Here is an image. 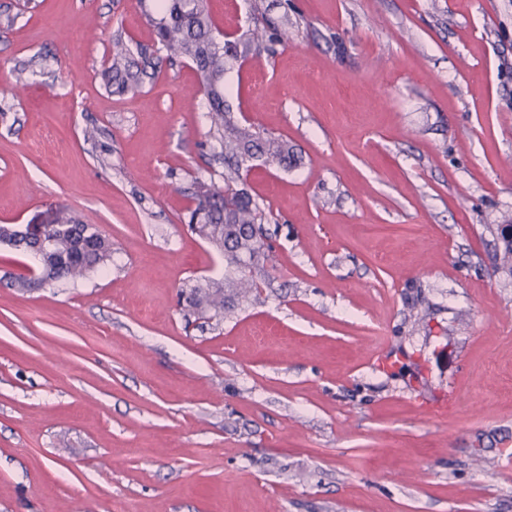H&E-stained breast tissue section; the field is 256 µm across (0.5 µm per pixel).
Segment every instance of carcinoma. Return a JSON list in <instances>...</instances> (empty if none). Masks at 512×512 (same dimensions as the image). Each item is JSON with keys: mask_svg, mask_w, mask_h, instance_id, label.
I'll use <instances>...</instances> for the list:
<instances>
[{"mask_svg": "<svg viewBox=\"0 0 512 512\" xmlns=\"http://www.w3.org/2000/svg\"><path fill=\"white\" fill-rule=\"evenodd\" d=\"M163 16L155 22L158 42L169 57L189 59L200 77L209 132L220 144L224 157V185L200 184L196 204L189 209V228L203 239L224 250V282H211L190 290L187 301L201 311L224 314L230 305L257 288L245 269L258 265L266 244L261 225L262 210L250 192L239 186L242 159L253 154L268 165L286 167L295 157L288 140L263 136L240 127L224 107V73L231 60L259 50L267 42H284L288 32L256 27L246 39L231 41L215 23L205 0H162ZM127 50L117 44L112 64L102 72L105 85L122 94L139 84L143 69H134ZM55 239L54 279L77 280L103 268L112 256V242L93 225L63 211L56 223L46 229Z\"/></svg>", "mask_w": 512, "mask_h": 512, "instance_id": "cac0c4a2", "label": "carcinoma"}]
</instances>
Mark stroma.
<instances>
[{"instance_id": "stroma-1", "label": "stroma", "mask_w": 512, "mask_h": 512, "mask_svg": "<svg viewBox=\"0 0 512 512\" xmlns=\"http://www.w3.org/2000/svg\"><path fill=\"white\" fill-rule=\"evenodd\" d=\"M226 2L292 33L224 85L297 162L249 172L265 275L211 317L224 166L156 0H0V224L112 242L27 293L0 245V512H512V0ZM118 41L161 63L121 95Z\"/></svg>"}]
</instances>
